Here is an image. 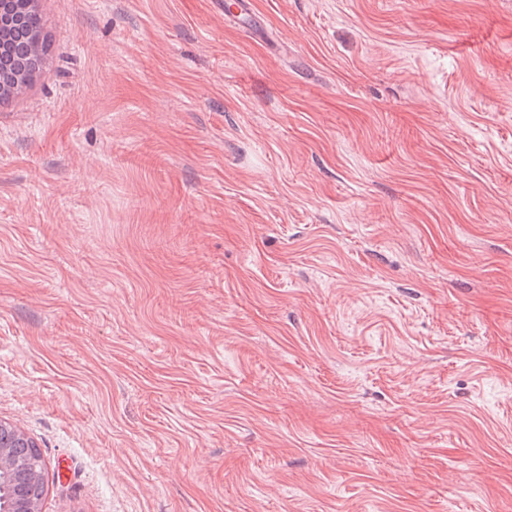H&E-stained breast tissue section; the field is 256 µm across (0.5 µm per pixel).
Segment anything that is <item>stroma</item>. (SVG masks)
<instances>
[{
    "instance_id": "obj_1",
    "label": "stroma",
    "mask_w": 512,
    "mask_h": 512,
    "mask_svg": "<svg viewBox=\"0 0 512 512\" xmlns=\"http://www.w3.org/2000/svg\"><path fill=\"white\" fill-rule=\"evenodd\" d=\"M39 0L0 105V421L41 512H512V0ZM9 5V26L0 27V81L15 90L0 104L31 84L45 67L50 51L43 16L31 0H13ZM18 431V430H17ZM22 434V432L18 431ZM24 436L23 449L21 460L28 465H34L37 471L41 475V481L39 483L31 482L29 487V493L38 503H40L44 493V463L41 457V453L36 443L26 435ZM17 486L15 498H14V511L15 512H39L38 503L32 502L25 495L20 480H15Z\"/></svg>"
}]
</instances>
